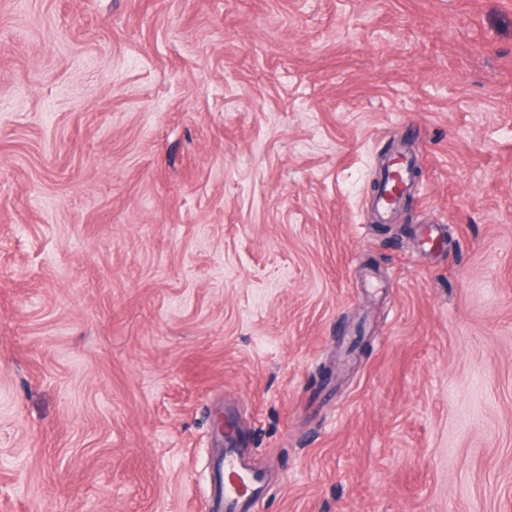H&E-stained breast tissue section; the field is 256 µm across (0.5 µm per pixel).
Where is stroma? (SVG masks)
<instances>
[{
  "mask_svg": "<svg viewBox=\"0 0 512 512\" xmlns=\"http://www.w3.org/2000/svg\"><path fill=\"white\" fill-rule=\"evenodd\" d=\"M227 416L254 512H512V0H0V512H208ZM407 171L408 165L401 162L390 173L386 192L381 196L375 195L373 197L372 207L382 219L386 218L393 211L399 193L407 183Z\"/></svg>",
  "mask_w": 512,
  "mask_h": 512,
  "instance_id": "stroma-1",
  "label": "stroma"
}]
</instances>
